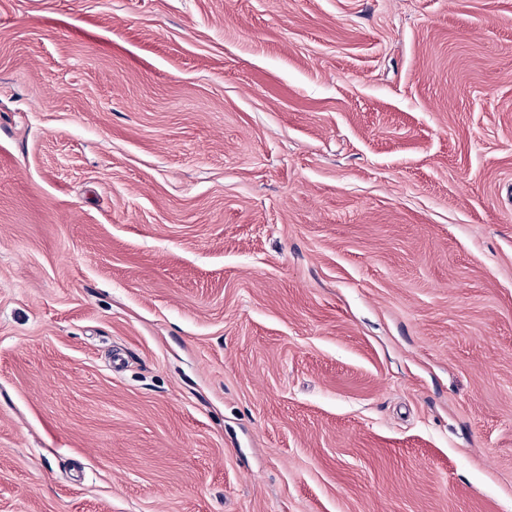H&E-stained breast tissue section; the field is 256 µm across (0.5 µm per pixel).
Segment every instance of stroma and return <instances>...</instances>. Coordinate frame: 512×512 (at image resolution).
Instances as JSON below:
<instances>
[{"label": "stroma", "instance_id": "stroma-1", "mask_svg": "<svg viewBox=\"0 0 512 512\" xmlns=\"http://www.w3.org/2000/svg\"><path fill=\"white\" fill-rule=\"evenodd\" d=\"M0 512H512V0H0Z\"/></svg>", "mask_w": 512, "mask_h": 512}]
</instances>
